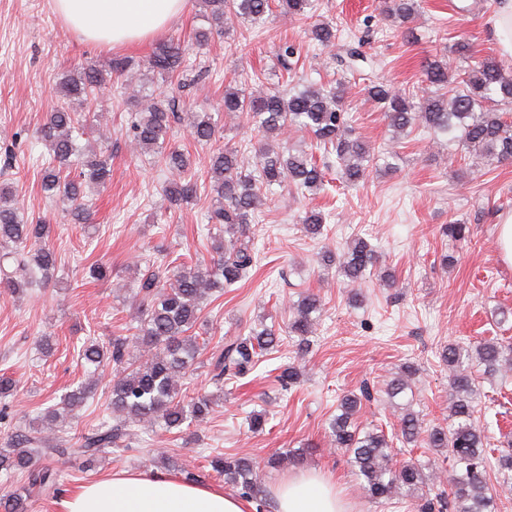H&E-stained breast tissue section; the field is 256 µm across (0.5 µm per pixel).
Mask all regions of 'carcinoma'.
<instances>
[{"mask_svg": "<svg viewBox=\"0 0 512 512\" xmlns=\"http://www.w3.org/2000/svg\"><path fill=\"white\" fill-rule=\"evenodd\" d=\"M313 0H278L283 14L301 20L311 18ZM210 27L195 34L196 43L206 44L212 31L224 30V21L241 19L253 26L265 24L272 0H202ZM419 9L418 0H388L384 18L399 27L410 23ZM338 29L328 22L309 26L308 38L321 46L339 41ZM457 69L433 60L425 68L427 92L423 96L394 91L382 82L366 88L369 98L382 105L388 126L398 135L427 129L448 135V143L490 160H512V74L496 59L487 57L471 64V43L462 39L454 47ZM362 42L340 44L336 63L343 70L356 67L364 60ZM151 70L163 80L188 71V60L181 43L160 44L150 58ZM105 77L94 66L82 68L59 84L58 104L46 116L42 140L50 158L42 169L41 183L46 192L58 195L70 204L71 220L85 224L89 212L82 199L87 184L105 185L111 172L110 156L86 153L78 144V133L89 116L70 109L68 102H88ZM346 86L339 81L330 89L306 86L283 96L278 91L254 94L238 86L224 90L222 110L241 116L266 139L256 155L255 165L245 162L246 152L236 147H219L210 156L211 205L207 211L212 256L207 263L170 268L159 264L148 268L136 283L140 297L137 326L129 336H114L101 345L87 340L81 347L85 364L99 371L107 364L122 369L112 380L108 409L112 420H101L80 433L76 441L56 434L53 447L45 448L43 431L60 427L67 414L81 406L97 390V382H82L67 393L60 407H48L41 413V428L17 429L7 436L0 452V472L24 479L22 492L0 498V512H27L34 497L54 496L59 491V475L53 468L35 461L36 448L44 455L74 454L92 463L110 448H127L131 427H158L171 431L183 424L201 423L213 411V397H188L180 393L179 381L197 356L208 348L199 343L195 328L200 320L205 298L243 280L257 263L252 229L255 214L266 203L265 191L288 183L297 190H318L324 185L325 172L317 161L304 152L297 154L274 146L285 130L292 127L314 135L327 154L336 155V168L342 182L357 185L364 181L375 160L373 154L350 129L351 116L344 107ZM129 99L138 106L131 121L132 140L145 153L157 155L158 162L171 174L164 192L174 206L197 198L198 184L193 179L186 155L168 140L172 126L181 120L176 100L153 102L141 106L139 95ZM190 135L199 144L215 140L218 121L205 104L190 117ZM326 216L310 211L301 219L304 232L316 238L323 233ZM321 264L336 266L349 282L366 278L378 267L376 249L356 237L342 250L324 251ZM57 256L48 244V226L28 222L21 216L14 192L0 187V288L20 293L37 283L47 284L54 278ZM322 310V299L315 293L301 297L294 307L284 333L306 341ZM281 342L274 327L252 329L248 334L224 336V343L213 347L208 358L215 380H232L246 376L262 359L277 351ZM462 345L450 344L441 354L448 366L451 416L455 422L447 428L427 431L424 443L429 448L444 449L451 462L448 487L431 498L415 504L417 512H496L499 491L512 490V453L494 458L498 487L483 478L488 462L484 429L474 417L477 397L474 379L463 359ZM483 373L495 377L505 366H512V347L486 341L475 348ZM418 368L409 363L388 384L387 394L394 399L409 388V380ZM372 394L363 387L360 393H348L339 400L340 414L329 422L330 437L336 447L345 450L362 489L372 499L390 501L409 495L432 479L424 466L408 462L396 467L392 463L391 445L384 432L359 422L362 403ZM421 425L412 411L401 417L403 443L418 442ZM207 466L224 483L241 491V495L259 503L263 491L257 482L253 462L222 453L205 456Z\"/></svg>", "mask_w": 512, "mask_h": 512, "instance_id": "1", "label": "carcinoma"}]
</instances>
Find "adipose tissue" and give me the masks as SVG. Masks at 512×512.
Masks as SVG:
<instances>
[{"label": "adipose tissue", "mask_w": 512, "mask_h": 512, "mask_svg": "<svg viewBox=\"0 0 512 512\" xmlns=\"http://www.w3.org/2000/svg\"><path fill=\"white\" fill-rule=\"evenodd\" d=\"M62 22L87 42L115 48L152 39L186 8L187 0H54ZM274 512H346L331 478L285 475L273 491ZM64 512H249V503L209 486L150 471L97 479L63 501Z\"/></svg>", "instance_id": "ef3b65f1"}]
</instances>
